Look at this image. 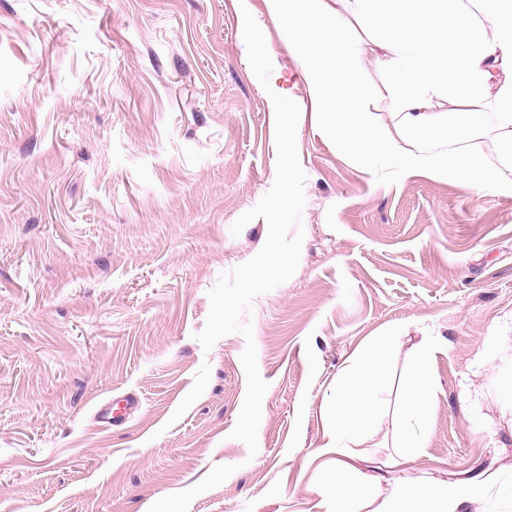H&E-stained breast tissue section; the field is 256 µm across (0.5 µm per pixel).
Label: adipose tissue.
<instances>
[{"label":"adipose tissue","mask_w":512,"mask_h":512,"mask_svg":"<svg viewBox=\"0 0 512 512\" xmlns=\"http://www.w3.org/2000/svg\"><path fill=\"white\" fill-rule=\"evenodd\" d=\"M267 0L300 60L324 129L364 169L423 171L484 194L512 195V0ZM372 61L384 75L372 82ZM450 109L437 112L435 101ZM389 104V121L377 113ZM404 328L348 361L324 407L321 512H463L512 501V467L467 479L428 475L381 486L347 444L372 432L382 408L384 354ZM435 347L421 344L402 381L397 448L425 447L436 395Z\"/></svg>","instance_id":"adipose-tissue-1"}]
</instances>
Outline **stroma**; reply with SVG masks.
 I'll return each instance as SVG.
<instances>
[{
  "label": "stroma",
  "mask_w": 512,
  "mask_h": 512,
  "mask_svg": "<svg viewBox=\"0 0 512 512\" xmlns=\"http://www.w3.org/2000/svg\"><path fill=\"white\" fill-rule=\"evenodd\" d=\"M273 62H248L237 0H0V512H318L326 396L372 337L387 355L377 433L353 444L389 478L398 382L438 340L425 448L445 479L512 463L494 399L512 342V197L425 173L366 171L325 132L266 0ZM301 109L299 265L252 302L258 452L232 438L241 334L196 340L222 274L264 245L277 150L271 93ZM484 388V420L464 409ZM135 397L103 429L105 403Z\"/></svg>",
  "instance_id": "obj_1"
}]
</instances>
